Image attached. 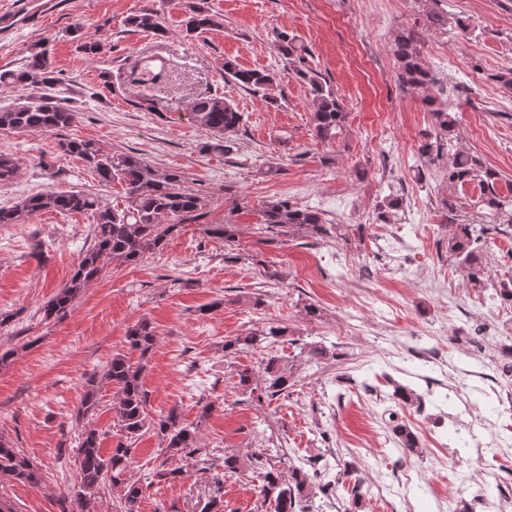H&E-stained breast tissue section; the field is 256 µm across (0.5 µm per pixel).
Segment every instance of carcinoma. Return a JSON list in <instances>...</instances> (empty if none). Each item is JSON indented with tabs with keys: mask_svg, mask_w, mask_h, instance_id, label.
<instances>
[{
	"mask_svg": "<svg viewBox=\"0 0 512 512\" xmlns=\"http://www.w3.org/2000/svg\"><path fill=\"white\" fill-rule=\"evenodd\" d=\"M186 36L192 38L214 27L223 25L222 18L211 12L206 0H193L187 5ZM125 24L135 31L155 36L167 33L164 18L159 11L144 6L129 15ZM448 26V17L432 9L422 15L416 27L404 29L394 40L398 61V80L401 86L420 98L433 118L432 127L421 133L418 153L425 166L441 168L448 186L465 189L474 184L480 189L476 205L480 214L492 220L502 215L512 217V196H504L498 189L501 174L487 166L472 150L460 146L461 133L456 113L438 103L432 89L439 79L425 64L419 48L420 31ZM277 53L288 61L295 74L306 81L312 95L311 123L314 136L327 141L336 138L344 126L346 112L334 89L321 80L320 73L307 65V49L295 42L286 32L277 35ZM224 77L240 88L254 94H266L275 84L276 75L268 70L244 69L231 61L224 63ZM60 81L47 49L36 44L28 50L23 67L0 72V83L20 85L29 91L22 101L7 110H0V129L40 130L55 133L72 126L77 116L64 102L51 94ZM194 121L212 135L210 147L224 154L233 150L232 135L239 131L242 113L233 103L218 96L204 95L192 103ZM58 147L66 155L83 160L99 180L106 184L118 183L125 194L124 206H110L94 194L80 190L47 191L22 198L13 206L0 207V225L27 224L44 211L62 214L91 213L95 224L93 244L79 255L69 280L39 309L44 321H61L69 314L74 301L90 283L98 280L107 265H136L163 248L186 223L203 216L206 199L184 186L181 173H160L144 159L134 154H113L93 140L64 138ZM19 161L0 153V184L13 181ZM261 225L288 237L305 236L323 240L333 237L337 227L327 223L316 209L300 206L287 199L264 202L260 209ZM235 224H207L204 232L224 242L235 239ZM494 226L484 223L452 224L448 233V256L460 259L465 281L475 288L487 287L488 254L486 234ZM287 332L285 327L271 326L266 331L250 332L224 341V352L248 349L267 339ZM128 352L116 353L106 364L102 374L93 373L85 379V392L77 418H82L99 406L100 384L106 382L116 390L113 410L125 441L105 453L101 448L100 433L86 428L78 442V491L81 507L90 508L107 490H117V512H139L142 486L127 476L133 464L132 445L147 430L155 431L163 444L162 461L156 476L164 480L185 474L182 463L190 460L200 464L205 472V457L198 446L197 428L184 423L178 408L173 407L158 419H148L146 411L148 391L143 384L144 361L157 344L156 327L147 318L129 326L126 332ZM139 353V359L129 353ZM238 385L256 397V401L272 399L293 385L294 372L281 360L272 356L264 363L262 374L245 368L237 372ZM262 477L259 495L263 502L274 505V512H312L310 505L315 480L327 475V464L306 460V465L285 463V458L274 456L268 448L257 449L241 457L224 456V470L235 472L244 462ZM310 470H305V466ZM9 480L24 486L41 484L40 468L21 451L0 437V480Z\"/></svg>",
	"mask_w": 512,
	"mask_h": 512,
	"instance_id": "obj_1",
	"label": "carcinoma"
}]
</instances>
